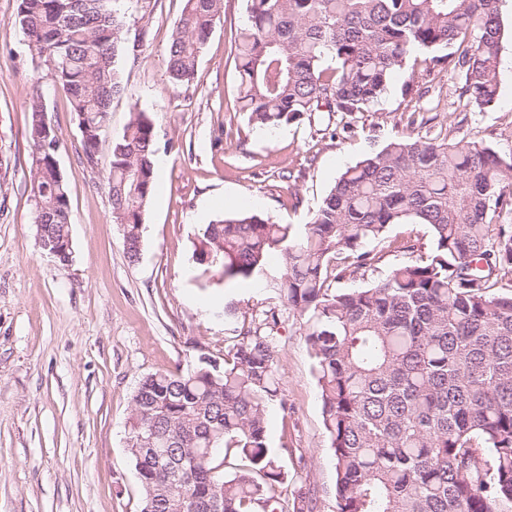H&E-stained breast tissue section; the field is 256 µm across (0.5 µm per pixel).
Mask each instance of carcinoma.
<instances>
[{
  "mask_svg": "<svg viewBox=\"0 0 512 512\" xmlns=\"http://www.w3.org/2000/svg\"><path fill=\"white\" fill-rule=\"evenodd\" d=\"M121 0H18L15 23L68 94L87 163L121 91L118 60L137 56ZM232 35L237 103L257 128L306 113L366 112L414 53L429 69L454 60L459 98L494 108L502 84L499 0H246ZM224 0H184L166 72L189 82ZM466 44L458 56L448 52ZM30 142L61 149L43 86L28 90ZM156 142L138 110L101 161L112 223L130 261L155 181ZM42 236H69L64 178L47 154L33 168ZM512 152L483 141L394 139L336 180L298 228L250 211L208 225L197 264L226 281L259 280L306 325L336 462V512H512ZM394 224H423L432 249L363 288L364 248ZM283 269L272 274L270 255ZM282 310L243 319L221 357L144 377L132 398L128 450L145 512H314L313 495H274L284 479L268 453L266 414L281 393L274 331ZM224 449L217 460L214 453Z\"/></svg>",
  "mask_w": 512,
  "mask_h": 512,
  "instance_id": "carcinoma-1",
  "label": "carcinoma"
}]
</instances>
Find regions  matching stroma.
<instances>
[{"mask_svg": "<svg viewBox=\"0 0 512 512\" xmlns=\"http://www.w3.org/2000/svg\"><path fill=\"white\" fill-rule=\"evenodd\" d=\"M16 8L17 0H0V157L10 161L0 171V512H142L127 448L140 380L222 355L237 325L217 316L224 305L238 315L283 306L261 283H225L196 264L207 225L243 208L281 224L307 223L347 167L410 134L415 113L427 120L420 135L512 148V0L499 3L503 82L494 109H463L448 74L426 72L419 62L396 73L370 111L316 112L271 132L253 129L235 109L231 34L246 19L245 0H224L193 80L178 88L165 70L183 0H122L126 37L141 46L137 59L118 63L122 91L100 152L110 155L138 109L154 123L155 158L163 163L135 262L112 221L106 172L81 164L68 97L33 60ZM37 76L63 141L59 165L72 212L66 265L43 253L34 224L27 92ZM430 247L426 226L392 225L372 246L375 269L343 285L366 286ZM277 336L288 405L267 412V446L285 471L276 493L290 500L311 488L315 512H334L335 460L305 325L283 315Z\"/></svg>", "mask_w": 512, "mask_h": 512, "instance_id": "1", "label": "stroma"}]
</instances>
